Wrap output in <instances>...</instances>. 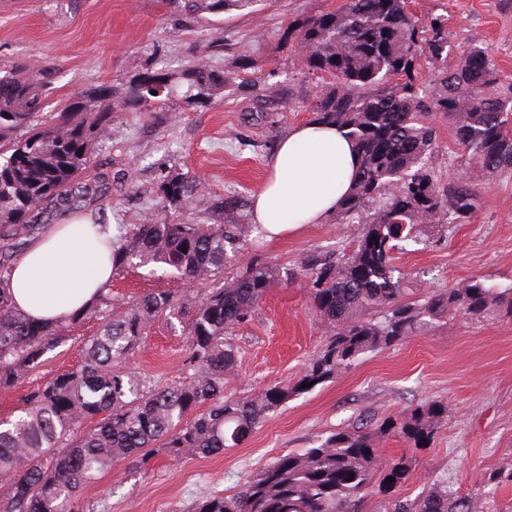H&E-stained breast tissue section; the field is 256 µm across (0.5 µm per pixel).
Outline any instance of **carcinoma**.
I'll return each instance as SVG.
<instances>
[{
    "mask_svg": "<svg viewBox=\"0 0 512 512\" xmlns=\"http://www.w3.org/2000/svg\"><path fill=\"white\" fill-rule=\"evenodd\" d=\"M173 2L208 24L229 7L257 0ZM297 46L301 73L323 84L311 101L315 119L346 130L360 154L351 191L334 217L362 230L354 244L312 252L299 266L328 334L304 376L246 397L224 388L237 362L233 333L281 275L256 258L224 277L228 254L250 233H261L258 224L239 223L245 203L237 194L217 199L210 213L190 222L136 224L112 242L113 274L152 264L182 282L210 283L204 293L168 288L121 310L109 288L85 311L49 324L19 312L10 292L13 256L35 233L40 215L75 209L73 183L109 134L113 103L160 112L183 89L187 104L205 107L229 79L205 63L176 79L147 69L126 83L90 86L48 113L55 65L0 68V389L31 375L67 340L69 327L99 321L84 342L82 363L28 392L22 415L0 424V477L8 481L0 512H73L81 489L117 460L142 464L154 451L222 454L291 397L336 379L372 353L459 316L512 318V286L497 288L476 276L414 299L396 264V255L417 242L415 226L463 224L481 202L475 184L435 174L431 158L439 139L430 116L448 120L465 157L484 176L512 174V87L501 90L492 59L474 49L451 71L434 67L429 86L417 85L415 59L434 63L448 54V29L437 17L420 25L408 0H344L298 25ZM158 192L164 207L186 213L203 185L170 170L159 177ZM159 319L181 327L189 340L186 375L166 385L124 370ZM446 413L444 402L431 400L371 426L337 430L316 447L276 458L234 493L198 500L191 512H365L374 491L388 495L384 512H493L482 497L459 496L446 485L413 500L390 496L405 483L413 457L384 458L377 439L399 435L415 453L434 439Z\"/></svg>",
    "mask_w": 512,
    "mask_h": 512,
    "instance_id": "1",
    "label": "carcinoma"
}]
</instances>
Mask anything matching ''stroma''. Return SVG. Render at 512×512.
I'll use <instances>...</instances> for the list:
<instances>
[{"label":"stroma","mask_w":512,"mask_h":512,"mask_svg":"<svg viewBox=\"0 0 512 512\" xmlns=\"http://www.w3.org/2000/svg\"><path fill=\"white\" fill-rule=\"evenodd\" d=\"M341 3L258 0L250 8L227 9L221 20L201 26L189 22L173 0H0V64H55L56 105L88 86L126 82L147 68L175 76L200 61L233 76L215 105L194 107L178 97L170 101V112L178 116L173 125L130 107L114 108L110 134L95 149L90 169L106 183L108 203L83 202L77 215L100 218L120 235L149 218L180 221V214L164 209L158 198L163 170L173 167L202 181L205 191L194 204L198 211L217 197L249 198L262 187L277 141L314 117L300 103L312 99L316 79L299 74L288 27ZM408 8L425 22L446 19L449 66L479 47L512 79V0H409ZM218 38L248 45L267 73L265 81L251 86L253 74L240 58L210 51L209 43ZM260 91L278 105L263 119L249 115ZM434 123L440 139L433 167L442 176L477 183L482 203L466 223L418 226L417 244L397 263L409 273L418 298L474 276L510 286L512 176L482 178L463 163L447 121L438 117ZM359 231V225L330 219L276 240L250 236L230 257L224 269L228 277L257 256L293 277L269 288L250 320L236 329L237 367L225 380L227 392L246 396L304 375L325 329L297 268L311 251L341 248ZM170 285L163 273L132 265L113 277L112 292L126 306L144 292ZM97 327L88 320L70 328L67 342L49 352L23 384L0 389V419L19 415L27 392L78 367L82 341ZM187 357L180 330L159 320L127 369L171 383L186 371ZM433 399L447 403L448 411L430 446L417 453L398 496L415 498L444 480L462 495L491 493L497 512H512V484L491 479L493 473L512 470V319L500 316L479 322L460 318L369 355L335 381L292 397L224 454L175 459L159 452L141 466L113 463L82 489L76 507L78 512H190L204 497L233 493L274 458L318 446L331 432L351 427L360 414L381 418Z\"/></svg>","instance_id":"1"}]
</instances>
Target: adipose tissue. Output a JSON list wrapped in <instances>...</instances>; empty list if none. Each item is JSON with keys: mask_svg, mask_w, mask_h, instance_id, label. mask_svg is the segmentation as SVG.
<instances>
[{"mask_svg": "<svg viewBox=\"0 0 512 512\" xmlns=\"http://www.w3.org/2000/svg\"><path fill=\"white\" fill-rule=\"evenodd\" d=\"M271 176L253 198L252 218L267 237L330 218L352 187L359 156L345 130L307 121L278 142ZM111 229L83 220L52 227L32 241L13 265L10 290L16 307L31 319L53 321L90 305L112 282V264L93 236Z\"/></svg>", "mask_w": 512, "mask_h": 512, "instance_id": "adipose-tissue-1", "label": "adipose tissue"}]
</instances>
